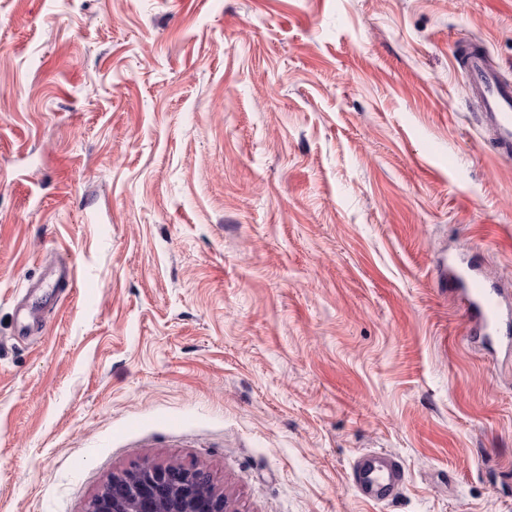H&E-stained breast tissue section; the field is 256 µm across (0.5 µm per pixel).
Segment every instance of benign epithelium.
<instances>
[{"label": "benign epithelium", "instance_id": "7a95c632", "mask_svg": "<svg viewBox=\"0 0 512 512\" xmlns=\"http://www.w3.org/2000/svg\"><path fill=\"white\" fill-rule=\"evenodd\" d=\"M88 512H227L206 472L181 465H145L112 476Z\"/></svg>", "mask_w": 512, "mask_h": 512}]
</instances>
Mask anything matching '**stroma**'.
Instances as JSON below:
<instances>
[{
    "label": "stroma",
    "instance_id": "35a3bbf8",
    "mask_svg": "<svg viewBox=\"0 0 512 512\" xmlns=\"http://www.w3.org/2000/svg\"><path fill=\"white\" fill-rule=\"evenodd\" d=\"M467 45L512 80V0H0V512L145 463L230 512H512V351L448 288L512 295ZM448 281L465 301V311L478 335L487 345L498 340V326L503 315L499 292L489 285L476 266L461 262V266L448 264ZM350 477L359 498L374 504L393 500L407 481L401 460L383 451L356 456L350 465Z\"/></svg>",
    "mask_w": 512,
    "mask_h": 512
}]
</instances>
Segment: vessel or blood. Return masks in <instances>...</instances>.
I'll list each match as a JSON object with an SVG mask.
<instances>
[{
    "label": "vessel or blood",
    "mask_w": 512,
    "mask_h": 512,
    "mask_svg": "<svg viewBox=\"0 0 512 512\" xmlns=\"http://www.w3.org/2000/svg\"><path fill=\"white\" fill-rule=\"evenodd\" d=\"M462 63L489 140L500 156L511 158L512 81L503 77L480 48H466ZM448 279L465 301L475 335L487 345H495L503 315L499 292L484 280L476 266L467 262L449 265ZM350 477L359 498L374 504L394 499L407 481L401 460L383 451H367L356 456L350 465Z\"/></svg>",
    "instance_id": "obj_1"
}]
</instances>
